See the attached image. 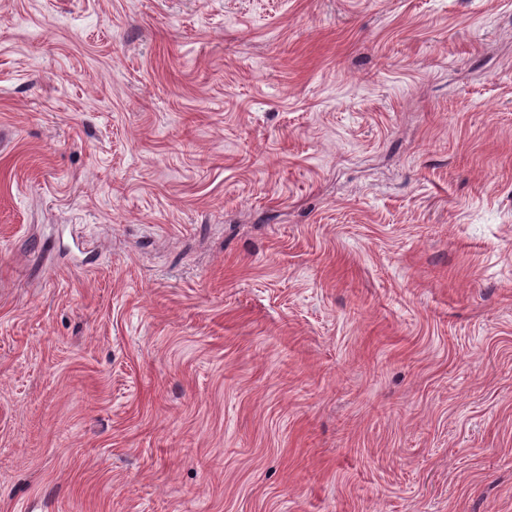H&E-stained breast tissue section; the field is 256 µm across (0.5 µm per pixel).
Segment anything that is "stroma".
<instances>
[{"label": "stroma", "mask_w": 512, "mask_h": 512, "mask_svg": "<svg viewBox=\"0 0 512 512\" xmlns=\"http://www.w3.org/2000/svg\"><path fill=\"white\" fill-rule=\"evenodd\" d=\"M0 512H512V0H0Z\"/></svg>", "instance_id": "stroma-1"}]
</instances>
